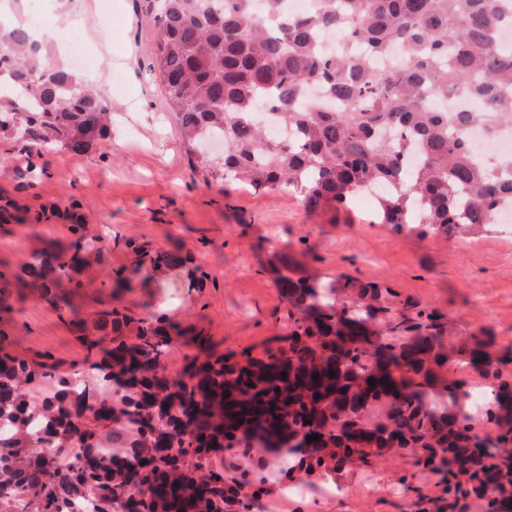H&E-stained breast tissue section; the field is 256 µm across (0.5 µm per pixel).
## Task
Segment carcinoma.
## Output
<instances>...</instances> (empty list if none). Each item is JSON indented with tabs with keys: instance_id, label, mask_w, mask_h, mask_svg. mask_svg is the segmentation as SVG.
Masks as SVG:
<instances>
[{
	"instance_id": "1",
	"label": "carcinoma",
	"mask_w": 512,
	"mask_h": 512,
	"mask_svg": "<svg viewBox=\"0 0 512 512\" xmlns=\"http://www.w3.org/2000/svg\"><path fill=\"white\" fill-rule=\"evenodd\" d=\"M222 2L220 13L208 0L146 4L157 28L149 54L191 165L256 192L286 188L337 213H355L369 196L370 223L394 234L409 227L475 240L512 208V157L489 164L469 147L478 125L512 126V48L498 43L512 0H320L307 16L266 0L269 24L253 16V0ZM335 30L373 55L398 46L407 64L373 72L354 55L318 51V33ZM4 68L15 90L0 93V138L27 142L26 172L37 171L33 154L43 149L81 155L110 137L111 106L76 74L44 65L23 24L0 41ZM313 85L326 102L306 99ZM450 92L479 100V109L436 108ZM263 106L293 128L291 141H271L254 121ZM211 131L224 135V154L207 150ZM80 209L77 201L40 206L31 223L63 221L66 239L0 266V308L12 310L10 289H28L76 331L94 374L75 402L69 390L80 371L29 360L0 333V506L25 512L39 492L51 512H84L89 484L102 512H241L249 472L286 447L282 472L306 478L406 454L418 472L440 475L448 507L474 495L486 512H512L502 484H512L511 347L494 357L487 332H464L390 287L284 262L272 267L287 328L278 345L216 354L201 338L172 378L163 360L177 325L163 311L138 315L121 303L118 292L132 288L127 267L84 278L99 235ZM20 211L0 197V225L24 222ZM112 241L138 270L189 265V287L217 286L191 254L118 232ZM87 288L110 289L112 303L80 315L61 291ZM470 370L484 381L478 404ZM46 385L54 398L32 403L28 391ZM42 432L53 448L35 453ZM312 435L320 439L307 442Z\"/></svg>"
}]
</instances>
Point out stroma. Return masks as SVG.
Returning <instances> with one entry per match:
<instances>
[{
    "label": "stroma",
    "mask_w": 512,
    "mask_h": 512,
    "mask_svg": "<svg viewBox=\"0 0 512 512\" xmlns=\"http://www.w3.org/2000/svg\"><path fill=\"white\" fill-rule=\"evenodd\" d=\"M66 13L83 14L80 33L98 58L92 78L112 105V134L78 155L67 149L43 152L45 174L27 185L16 176L25 164L23 141L0 139V195L30 210L79 201L93 228L107 224L122 235L182 248L217 279L197 291L185 271L160 278L133 276L121 295L135 313L164 311L180 328L201 332L220 351H238L266 337L285 335L278 293L266 269L274 256L332 276L362 273L439 309L466 332L494 334L498 347H512V232L502 228L476 240L392 234L365 221L336 224L327 208H309L301 195L254 192L227 181L225 192L207 188L189 167L174 119L165 118V91L147 49L154 22L135 0H112L113 22L102 27L99 0H68ZM124 74V92L112 89L114 71ZM43 224L0 226V262L13 263L23 248L62 236ZM312 248L302 255L300 237ZM0 330L14 351L69 372L82 367L85 351L76 333L34 297L0 313ZM408 456L374 458L370 468L352 467L343 499L329 512H402L414 491H398L411 472Z\"/></svg>",
    "instance_id": "1"
}]
</instances>
